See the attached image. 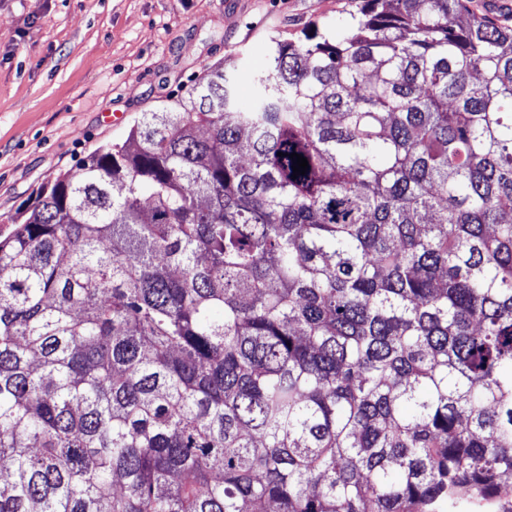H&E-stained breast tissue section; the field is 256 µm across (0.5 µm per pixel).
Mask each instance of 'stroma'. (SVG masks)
Listing matches in <instances>:
<instances>
[{"instance_id": "35a3bbf8", "label": "stroma", "mask_w": 512, "mask_h": 512, "mask_svg": "<svg viewBox=\"0 0 512 512\" xmlns=\"http://www.w3.org/2000/svg\"><path fill=\"white\" fill-rule=\"evenodd\" d=\"M357 4L0 0V230L41 186L123 142L142 113L168 111L209 68H234L249 99L271 38L334 36Z\"/></svg>"}]
</instances>
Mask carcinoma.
<instances>
[{"label": "carcinoma", "instance_id": "1", "mask_svg": "<svg viewBox=\"0 0 512 512\" xmlns=\"http://www.w3.org/2000/svg\"><path fill=\"white\" fill-rule=\"evenodd\" d=\"M271 42L0 237V512H512V29Z\"/></svg>", "mask_w": 512, "mask_h": 512}]
</instances>
